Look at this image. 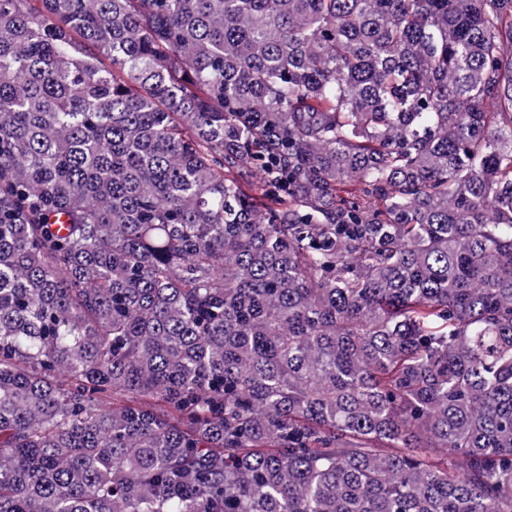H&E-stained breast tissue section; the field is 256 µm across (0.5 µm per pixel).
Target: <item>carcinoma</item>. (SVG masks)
I'll return each instance as SVG.
<instances>
[{"mask_svg":"<svg viewBox=\"0 0 512 512\" xmlns=\"http://www.w3.org/2000/svg\"><path fill=\"white\" fill-rule=\"evenodd\" d=\"M0 512H512V0H0Z\"/></svg>","mask_w":512,"mask_h":512,"instance_id":"carcinoma-1","label":"carcinoma"}]
</instances>
